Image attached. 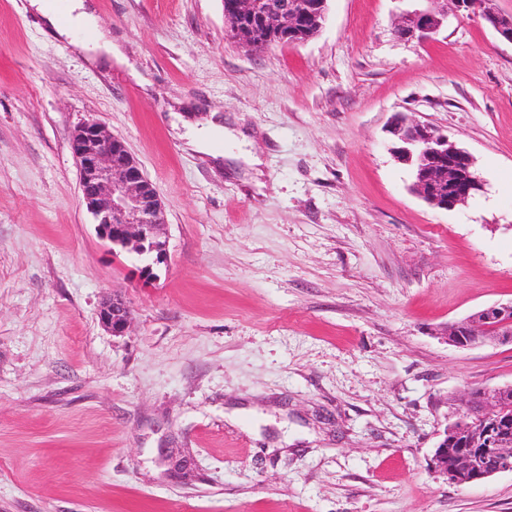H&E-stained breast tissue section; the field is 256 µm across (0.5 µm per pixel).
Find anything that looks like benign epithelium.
<instances>
[{"instance_id": "7a95c632", "label": "benign epithelium", "mask_w": 512, "mask_h": 512, "mask_svg": "<svg viewBox=\"0 0 512 512\" xmlns=\"http://www.w3.org/2000/svg\"><path fill=\"white\" fill-rule=\"evenodd\" d=\"M411 2L395 27V35L401 39H431L452 13L481 17L498 39L512 44V15L500 13L494 0ZM228 8L226 16L235 21V31L246 36L240 45L250 51L251 39L259 33L277 34L291 43L311 39L322 27L327 0H230ZM389 133L398 140L391 148L394 157L412 170V191L428 204L452 210L483 191L472 155L433 126L400 115ZM71 151L79 170L83 202L102 239L141 262L143 275L156 278L154 267L166 262L167 252L161 236L163 208L151 181L124 143L98 121H88L75 130ZM100 320L112 335L121 336L129 329L131 313L114 300L101 309ZM478 332L511 341L512 302L486 307L452 326L448 329L449 344L468 346ZM503 390L499 386L486 391L488 408L480 416V447L460 454L450 469L448 438L437 446L432 467L446 474L449 481L457 483L469 472L485 479L512 471V430L500 425L497 416V397ZM472 414L471 396L464 395L456 409L457 420L445 431H453L456 440L467 438Z\"/></svg>"}]
</instances>
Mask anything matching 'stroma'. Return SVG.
Returning <instances> with one entry per match:
<instances>
[{
    "instance_id": "stroma-1",
    "label": "stroma",
    "mask_w": 512,
    "mask_h": 512,
    "mask_svg": "<svg viewBox=\"0 0 512 512\" xmlns=\"http://www.w3.org/2000/svg\"><path fill=\"white\" fill-rule=\"evenodd\" d=\"M93 2L126 64L0 0V512H512V472L431 466L455 398L512 384V343L446 336L512 300V45L476 17L406 41L398 0H330L315 37L249 52L224 0ZM180 103L243 124L260 171L189 147ZM397 113L484 192L412 194ZM90 118L165 204L155 279L81 201ZM100 320L112 335L121 336L129 329L131 313L122 302L112 299L101 309Z\"/></svg>"
}]
</instances>
